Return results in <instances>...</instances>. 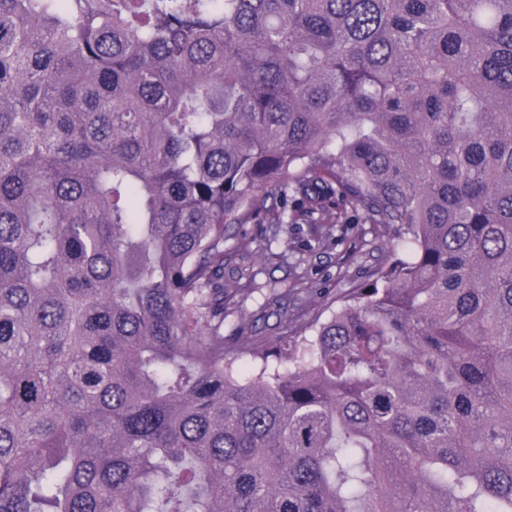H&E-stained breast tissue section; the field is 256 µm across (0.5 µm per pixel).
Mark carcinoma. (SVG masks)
<instances>
[{
  "label": "carcinoma",
  "mask_w": 512,
  "mask_h": 512,
  "mask_svg": "<svg viewBox=\"0 0 512 512\" xmlns=\"http://www.w3.org/2000/svg\"><path fill=\"white\" fill-rule=\"evenodd\" d=\"M256 215L403 255L226 336ZM0 512H512V0H0Z\"/></svg>",
  "instance_id": "carcinoma-1"
}]
</instances>
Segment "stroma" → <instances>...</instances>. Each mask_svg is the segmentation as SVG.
I'll use <instances>...</instances> for the list:
<instances>
[{"instance_id": "1", "label": "stroma", "mask_w": 512, "mask_h": 512, "mask_svg": "<svg viewBox=\"0 0 512 512\" xmlns=\"http://www.w3.org/2000/svg\"><path fill=\"white\" fill-rule=\"evenodd\" d=\"M272 251L282 253L281 262L266 266L256 279V290L245 303L247 312L258 314V335L287 334L288 324L279 320L275 289L301 273H308L320 294H300L297 305L309 314L321 312L326 297L341 293L351 282L363 280L382 252L400 249L401 237L390 232L382 237L368 233L363 224H341L331 236L315 234L311 225L288 228L286 240L271 242Z\"/></svg>"}]
</instances>
